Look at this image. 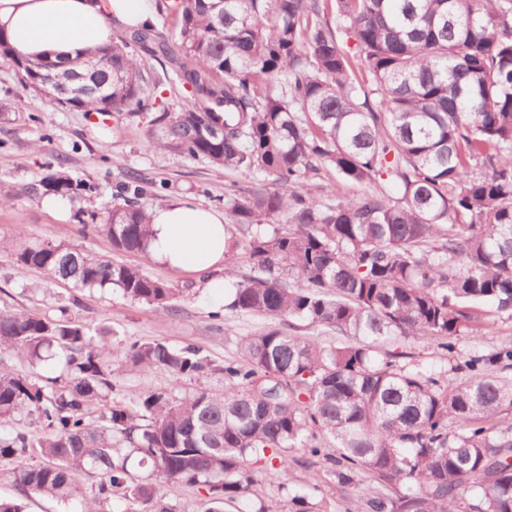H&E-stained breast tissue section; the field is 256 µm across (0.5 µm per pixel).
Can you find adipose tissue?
Masks as SVG:
<instances>
[{
    "label": "adipose tissue",
    "mask_w": 512,
    "mask_h": 512,
    "mask_svg": "<svg viewBox=\"0 0 512 512\" xmlns=\"http://www.w3.org/2000/svg\"><path fill=\"white\" fill-rule=\"evenodd\" d=\"M155 16L152 0H0V33L19 59L65 62L87 46L111 45L116 26L145 25ZM151 218V258L204 277L213 295H223L224 280L216 275L224 262L223 214L176 200Z\"/></svg>",
    "instance_id": "adipose-tissue-1"
}]
</instances>
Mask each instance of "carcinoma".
I'll use <instances>...</instances> for the list:
<instances>
[{
    "mask_svg": "<svg viewBox=\"0 0 512 512\" xmlns=\"http://www.w3.org/2000/svg\"><path fill=\"white\" fill-rule=\"evenodd\" d=\"M173 30L129 27L66 67L72 91L45 81L58 62L0 60L65 108H146L143 59L189 92L145 129L148 146L255 176L224 193L226 309L271 324L236 341L216 369L194 344L93 343L71 318L0 309V353L63 365L19 375L0 360V459L28 494L80 512L115 497L128 512H176L165 487L206 494V512L249 499L260 477L288 484V453L323 461L344 496L352 473L379 484L348 512H512V346L466 361L457 385L377 358L423 339L453 353L493 316L512 318V0H173ZM355 40V50L342 36ZM363 187L347 196L341 186ZM82 181L53 174L35 194L70 198ZM147 189L118 186L83 229L116 252L147 251ZM99 223H94V220ZM288 225L282 231L278 224ZM10 249L18 265L75 288H114L167 311L176 289L139 268L49 240ZM249 273L239 277L231 257ZM330 329L342 340L285 331ZM118 361L180 381L214 370L224 392L113 396ZM39 426L31 434L26 419ZM43 460L29 463L30 449ZM91 479V495L76 483Z\"/></svg>",
    "mask_w": 512,
    "mask_h": 512,
    "instance_id": "carcinoma-1",
    "label": "carcinoma"
}]
</instances>
